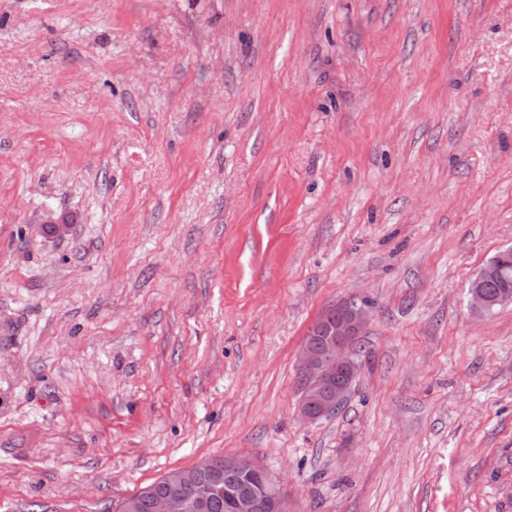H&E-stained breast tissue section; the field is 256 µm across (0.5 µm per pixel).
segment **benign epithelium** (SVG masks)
<instances>
[{"mask_svg": "<svg viewBox=\"0 0 512 512\" xmlns=\"http://www.w3.org/2000/svg\"><path fill=\"white\" fill-rule=\"evenodd\" d=\"M470 306L478 314L487 316L494 310L495 301L486 296L479 283L470 289ZM336 313V320L327 323L330 313ZM369 312L365 305L351 299H343L328 308L313 324V328H325L331 337L324 348L304 343L297 359V368L303 379L304 396L297 412L304 422H314L336 413L350 393V384L332 385L334 378L344 373L353 381L358 376L360 365L352 359L351 341L361 334L367 324ZM224 469L233 474L256 476L264 482L261 495L247 500L233 502L237 512H257L264 506L270 512H288L287 501L281 490L267 491L270 474L264 464L255 457H224ZM153 512H184L183 497L176 492L153 495Z\"/></svg>", "mask_w": 512, "mask_h": 512, "instance_id": "1", "label": "benign epithelium"}]
</instances>
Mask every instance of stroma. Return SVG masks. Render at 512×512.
I'll return each instance as SVG.
<instances>
[{
	"label": "stroma",
	"instance_id": "1",
	"mask_svg": "<svg viewBox=\"0 0 512 512\" xmlns=\"http://www.w3.org/2000/svg\"><path fill=\"white\" fill-rule=\"evenodd\" d=\"M510 247L512 0H0V512L213 455L292 512H512V302L468 294ZM336 311V320L327 324L326 319L331 312ZM369 312L365 305L358 304L352 299H343L328 308L312 326L314 329L325 327L326 336L316 335L310 330L307 336L309 343L324 344L327 336H334L325 348H320L305 341L297 359V368L303 379L304 396L298 404L297 412L304 422H314L336 413L350 393V383L336 384L331 387L334 378L344 373L350 381L358 376L360 365L355 353H351V341L361 334L367 324ZM353 340L351 348L354 350ZM351 356L356 360L354 361ZM341 374L336 380L346 381ZM352 382V384H353ZM325 396L318 409L312 410L306 406L311 396Z\"/></svg>",
	"mask_w": 512,
	"mask_h": 512
}]
</instances>
